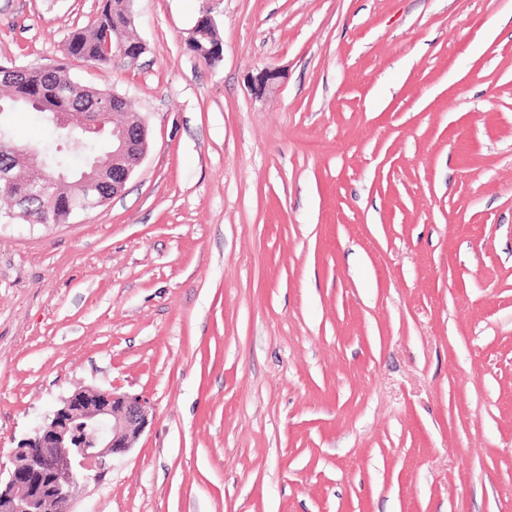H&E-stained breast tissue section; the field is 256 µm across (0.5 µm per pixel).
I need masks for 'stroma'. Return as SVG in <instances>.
<instances>
[{"mask_svg":"<svg viewBox=\"0 0 512 512\" xmlns=\"http://www.w3.org/2000/svg\"><path fill=\"white\" fill-rule=\"evenodd\" d=\"M102 2L0 0V63L63 61ZM135 27L137 61L68 62L147 120L124 190L66 224L0 200V466L101 387L153 413L73 512H512V0ZM199 32L198 41L192 48H190V50L205 62L208 61L212 63L208 49L215 43L221 44L216 31V26H210L204 19H202L199 26Z\"/></svg>","mask_w":512,"mask_h":512,"instance_id":"35a3bbf8","label":"stroma"}]
</instances>
